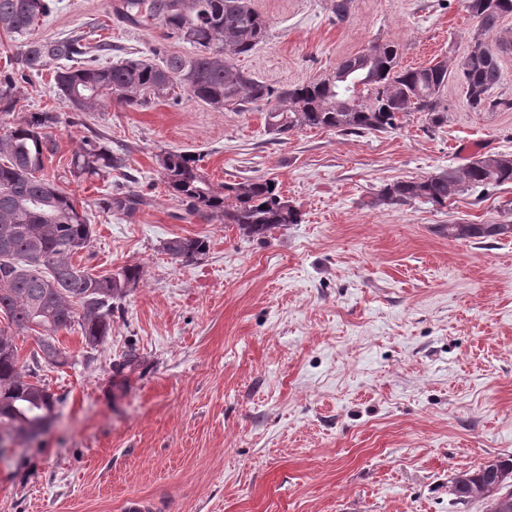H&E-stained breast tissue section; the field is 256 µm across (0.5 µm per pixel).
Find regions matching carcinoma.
I'll use <instances>...</instances> for the list:
<instances>
[{
    "label": "carcinoma",
    "mask_w": 512,
    "mask_h": 512,
    "mask_svg": "<svg viewBox=\"0 0 512 512\" xmlns=\"http://www.w3.org/2000/svg\"><path fill=\"white\" fill-rule=\"evenodd\" d=\"M465 9L479 19L488 33L512 15V0H464ZM352 0H332L336 22L352 15ZM58 10V0H0V32L17 42L20 69L37 74L50 62L59 63L53 81L58 95L76 112H91L115 101L143 109L166 98L187 95L217 111L267 113V128L279 139L303 129H336L345 134L393 132L409 112H419L426 128L448 123V67L442 63L413 68L400 62V47L377 42L372 54L342 58L331 75L289 87L269 85L240 68L236 59L249 56L268 35L270 21L253 8L251 0H115L114 15L134 27L156 22L163 38L150 50L151 57H126L111 65L85 63L91 52L108 55L112 45L90 46L83 36L48 37L36 29ZM192 48L186 55L170 52L168 40ZM500 51L487 56L469 53L456 77L466 88L470 109H512V100L493 96L500 80L501 55L512 52V39L499 38ZM16 77L0 75V112L16 105ZM56 123L48 112H32L19 125L0 135V427L13 431L55 417L60 399L37 379L36 370L19 361L14 336L39 334V350L32 362L62 366L66 352L54 336L76 324L85 343L95 347L111 332L115 304L142 279V267L122 266L96 275L73 263L89 246L92 228L85 210L71 193L46 174L53 153L47 129ZM169 197L181 204L183 218L224 219L248 239H263L285 224H299L294 207L283 211L284 195L278 182L256 177L227 183L217 189L200 165L201 156L190 149H168L157 155ZM124 166L112 147L94 134L82 138L70 161L76 181L107 178ZM512 184V163L496 164L480 154L465 165L438 174L397 180L384 185L378 205H404L422 201L446 207L468 187L483 189ZM148 199L129 189H116L98 201L106 214L133 219ZM512 236V224H450L448 237L486 239ZM204 236H176L163 244L174 259L196 262L207 255ZM141 365L130 348L112 364L113 376ZM466 472L468 482L454 477L451 494L458 503L474 501L470 484L503 483L481 499L486 512H512V459L496 461Z\"/></svg>",
    "instance_id": "cac0c4a2"
}]
</instances>
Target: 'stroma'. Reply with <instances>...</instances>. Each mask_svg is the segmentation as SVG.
<instances>
[{"mask_svg": "<svg viewBox=\"0 0 512 512\" xmlns=\"http://www.w3.org/2000/svg\"><path fill=\"white\" fill-rule=\"evenodd\" d=\"M113 0H60L44 37L111 43L148 55L163 29L131 28ZM268 39L238 65L274 86L332 74L387 40L411 67H456L478 21L462 0H252ZM54 66L20 80L0 134L32 112L56 116L46 172L87 207L92 237L75 265L142 280L97 347L60 331L68 362L38 377L60 398L36 442L0 455V512H484L457 504L455 473L512 455V237L455 240L448 224L512 221V185L465 191L448 206H377L387 183L435 174L476 153H512V110L475 112L444 90L448 122L410 113L392 133L307 129L280 141L265 114L217 112L181 98L146 109L73 112ZM99 132L121 155L111 182H77L70 161ZM189 148L214 186L265 176L304 215L265 239L214 219H183L157 156ZM132 179L149 199L134 221L96 205ZM204 236L208 254L172 259L163 244ZM143 365L111 386L128 347Z\"/></svg>", "mask_w": 512, "mask_h": 512, "instance_id": "obj_1", "label": "stroma"}]
</instances>
